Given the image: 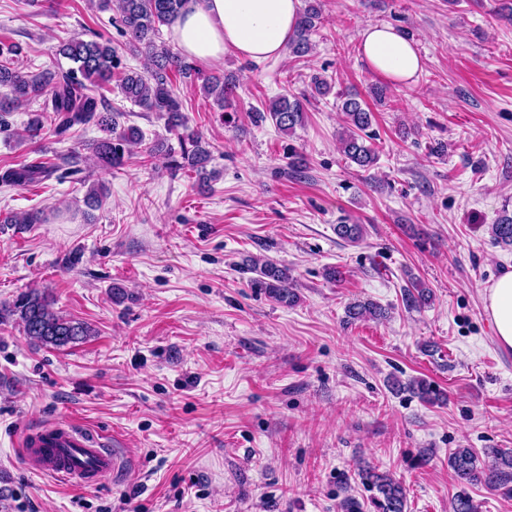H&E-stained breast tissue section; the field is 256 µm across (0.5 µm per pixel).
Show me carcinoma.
I'll return each instance as SVG.
<instances>
[{"label": "carcinoma", "mask_w": 512, "mask_h": 512, "mask_svg": "<svg viewBox=\"0 0 512 512\" xmlns=\"http://www.w3.org/2000/svg\"><path fill=\"white\" fill-rule=\"evenodd\" d=\"M188 0H99L102 9L114 8L118 15L126 48L148 55L146 72H123L119 87L126 100L147 112H157L166 128L179 133L180 158L168 154V167L173 172L190 169L196 172L198 182L205 184L212 175L205 171L210 151L202 136L188 130L182 100L169 87V73L176 71L185 78H202V89L217 106L222 108L234 94L235 84L220 75H201L196 65L172 51L166 44L158 43L160 29L173 24ZM319 0H305L299 14L293 38L288 43L289 52L302 58L314 50L312 36L321 20ZM22 47L17 43L0 46V85L12 90V98L0 102V112L17 109L30 100H43L41 111L52 112L54 130L66 135L75 126L92 125L101 136L90 144L95 165L100 168H119L135 155V149L144 141L136 125L120 126V113L112 111L101 90L112 81L114 70L121 65V57L112 42L68 39L59 48V54L73 66L58 71L43 70L36 75L23 72L17 65ZM309 91L298 95L288 92L271 101L265 108L254 112V122L271 120L276 128L291 134L305 123V105L310 99L325 97L332 91L333 82L327 77L311 76ZM340 110L345 115V126L339 135L343 156L361 169L373 167L378 154L372 146L375 132L372 129L373 113L357 97L339 95ZM53 170L42 162L30 161L7 168L0 173V184L5 187H24L43 181ZM3 224H41L38 211L10 213ZM362 224H338L336 234L343 240L357 244L363 240ZM497 242L512 245V216H505L492 225ZM252 267L258 277L252 286L263 288L276 302L293 306L298 296L292 288L293 275L285 266L265 261ZM403 301L410 309H420L431 303L432 290L416 278L409 279L403 289ZM16 318L25 336L32 342L46 347L61 348L76 343L90 335V327L71 317L52 310V298L36 290L18 295L13 301H0V323ZM386 309L373 302H358L347 308L348 320L382 319ZM448 466L457 480L466 485L487 487L512 493V452L493 450L479 458L471 448H455L448 455ZM362 479L376 491L372 498L376 512H405L406 489L390 474L379 473L370 467L361 469ZM452 512H478V505L466 490L454 495Z\"/></svg>", "instance_id": "obj_1"}]
</instances>
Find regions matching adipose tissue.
Segmentation results:
<instances>
[{"label": "adipose tissue", "mask_w": 512, "mask_h": 512, "mask_svg": "<svg viewBox=\"0 0 512 512\" xmlns=\"http://www.w3.org/2000/svg\"><path fill=\"white\" fill-rule=\"evenodd\" d=\"M299 5L300 0H188L171 35L183 55L201 63L227 56L278 59L294 33ZM360 52L373 71L399 85L413 82L422 69L414 45L387 25L364 28ZM484 303L498 343L512 348V269L486 287Z\"/></svg>", "instance_id": "adipose-tissue-1"}]
</instances>
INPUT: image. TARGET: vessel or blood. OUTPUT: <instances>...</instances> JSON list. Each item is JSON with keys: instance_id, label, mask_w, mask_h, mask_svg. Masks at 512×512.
Listing matches in <instances>:
<instances>
[{"instance_id": "obj_1", "label": "vessel or blood", "mask_w": 512, "mask_h": 512, "mask_svg": "<svg viewBox=\"0 0 512 512\" xmlns=\"http://www.w3.org/2000/svg\"><path fill=\"white\" fill-rule=\"evenodd\" d=\"M22 458L25 466L78 487L97 483L114 466L108 441L68 420L31 431L23 439Z\"/></svg>"}]
</instances>
